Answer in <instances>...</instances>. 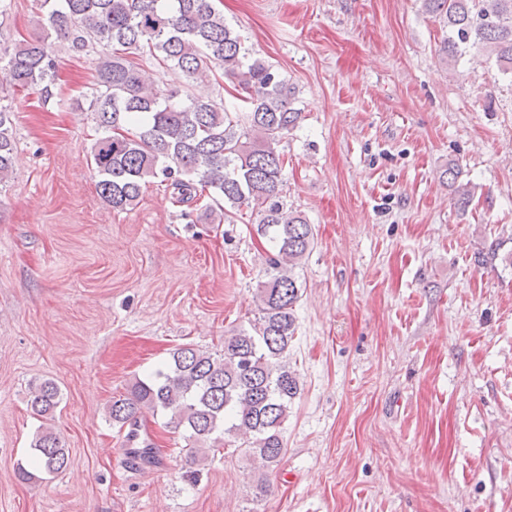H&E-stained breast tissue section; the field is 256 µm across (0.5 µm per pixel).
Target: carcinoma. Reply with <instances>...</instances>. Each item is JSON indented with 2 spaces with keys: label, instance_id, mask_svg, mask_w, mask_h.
<instances>
[{
  "label": "carcinoma",
  "instance_id": "1",
  "mask_svg": "<svg viewBox=\"0 0 512 512\" xmlns=\"http://www.w3.org/2000/svg\"><path fill=\"white\" fill-rule=\"evenodd\" d=\"M45 36L4 44L0 33V83L15 90L36 88L53 96L58 63L54 45L71 42L82 51L101 46L88 110L99 135L90 164L99 197L114 211L139 203L143 189L157 183L179 204L207 197L204 213L220 211L233 224L250 210L256 233L269 246L267 267L255 293L257 316L250 328L224 337L220 351L191 345L175 348L168 362L126 394L112 400L108 417L125 431L129 455L141 464L157 460L159 448L141 435L143 414L166 417L164 427L190 447L193 462L218 452L215 444L238 439L245 455L271 467L285 453L282 425L300 392L288 361L297 333L301 298L294 269L315 246L311 224L282 196L288 160L279 146L299 127L295 89L262 58L249 56L238 31L224 22L214 0H39ZM422 10L447 29L438 57L456 64L470 50L495 59L512 76V0H420ZM148 57L183 78L164 94L146 77L139 59ZM243 94L245 111L198 97L193 87L216 75ZM14 112L0 104V183L12 171ZM451 175L455 203L467 209L470 184ZM62 401L60 388L45 380L30 399L45 419ZM30 448L32 468L53 475L70 462L57 432L44 426Z\"/></svg>",
  "mask_w": 512,
  "mask_h": 512
}]
</instances>
